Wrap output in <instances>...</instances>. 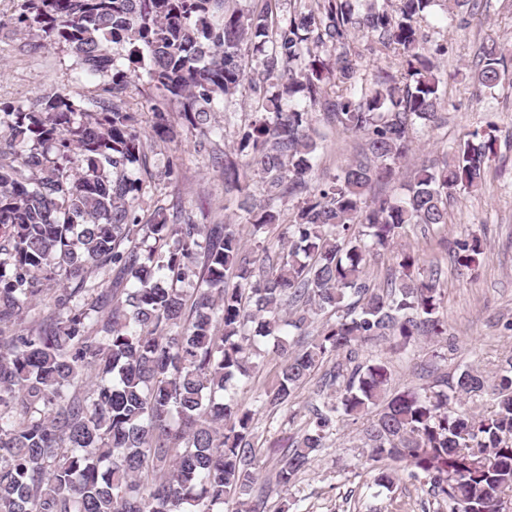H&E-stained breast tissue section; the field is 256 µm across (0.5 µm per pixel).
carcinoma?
<instances>
[{
	"label": "carcinoma",
	"mask_w": 512,
	"mask_h": 512,
	"mask_svg": "<svg viewBox=\"0 0 512 512\" xmlns=\"http://www.w3.org/2000/svg\"><path fill=\"white\" fill-rule=\"evenodd\" d=\"M438 1L465 24L481 9V0H395L361 13L354 0H306L280 19L279 0H253L246 15L232 0H22L16 23L102 82L91 98L57 93L0 113V512H266L256 411L238 398L262 355L277 370L261 409L288 407L321 373L300 436L270 449L268 482L289 487L336 424L359 422L368 457L385 462L375 486L392 488L403 471L440 509L507 512L512 354L422 392L391 390L390 358L359 361L371 340L403 356L447 334L441 267L419 276L418 258L403 253L373 284L367 260L408 224L448 223V197L482 188L496 151L489 123L416 168L404 197L376 192L413 130L444 122L435 59L448 47L427 46L421 32ZM359 33L376 59L401 65L361 91ZM505 77L497 48L478 53L479 90ZM141 78L155 137L176 136V112L196 131L195 152L223 169L224 193H246L259 177L263 198L240 220L195 224L178 211L172 221L163 207L139 220L149 187L131 170L146 167V141L125 93ZM246 81L261 110L226 153L210 117ZM298 93L302 108L292 105ZM317 111L362 144L286 217L274 201L308 189ZM243 225L288 253L248 250ZM456 248L467 269L485 256L476 235ZM108 264L112 287L88 280ZM487 391L490 413L455 407Z\"/></svg>",
	"instance_id": "cac0c4a2"
}]
</instances>
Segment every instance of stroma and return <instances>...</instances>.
<instances>
[{"label":"stroma","mask_w":512,"mask_h":512,"mask_svg":"<svg viewBox=\"0 0 512 512\" xmlns=\"http://www.w3.org/2000/svg\"><path fill=\"white\" fill-rule=\"evenodd\" d=\"M18 0H0V106L38 95L64 92L81 97L96 89L98 76L80 74L61 47L40 40L16 24ZM423 26L431 43H447L448 54L437 58L438 75L447 92L445 124L436 130L418 127L407 157L395 168L386 186L390 195L401 194L413 170L422 161L441 157L476 127L495 123L499 128L497 154L489 162L488 183L480 192L456 190L448 202V222L436 231L407 228L390 252L373 257L368 275L383 281L396 267L403 252L419 254L422 266L439 264L443 269V311L448 320L451 344L420 341L412 361L396 363L395 388L428 387L429 370L455 374L466 365L478 364L494 370L500 359L512 351V84L503 83L494 92L476 94L471 69L482 46L494 43L512 47V0H488L481 16L461 26L448 19L443 7H433ZM256 105L249 87H241L215 113L211 123L223 128V150H232L236 128L244 124ZM236 115L225 125V113ZM194 137L181 129L172 142L149 140V166L153 190L147 207L172 203L192 213L195 223L220 224L229 211L251 204L261 195L259 183H251L249 194L224 200V172L212 167L193 149ZM358 135L332 133L319 145L320 166L315 177L337 173L352 156ZM174 160L176 177L165 173L167 160ZM470 235L482 237L486 257L477 270L459 267L454 261L455 244ZM314 390L306 385L292 406L260 410L256 432L262 445L286 443L300 432L306 419V403ZM403 503V512H433L425 494L408 480L393 489L373 485L364 464L361 427L343 423L331 435L311 466L289 489H274L267 498L268 512L290 502V512H378L389 501Z\"/></svg>","instance_id":"obj_1"}]
</instances>
